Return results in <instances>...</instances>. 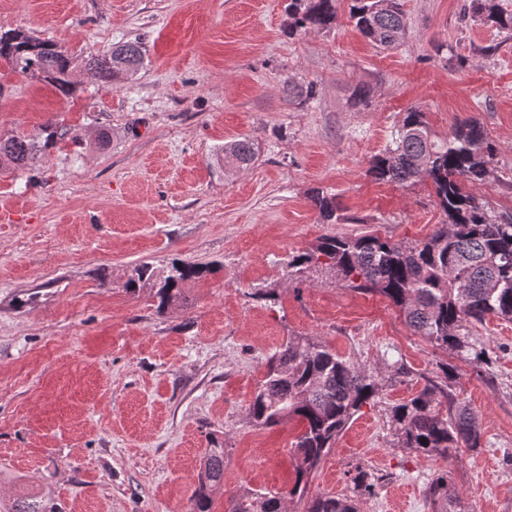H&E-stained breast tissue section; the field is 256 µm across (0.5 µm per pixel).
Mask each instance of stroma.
I'll return each mask as SVG.
<instances>
[{"mask_svg":"<svg viewBox=\"0 0 512 512\" xmlns=\"http://www.w3.org/2000/svg\"><path fill=\"white\" fill-rule=\"evenodd\" d=\"M286 5L0 0L1 29L67 48L76 88L65 98L0 63V136L54 122L74 135L36 173L0 169V504L24 489L57 512H188L217 443L225 491L213 512L228 491H287L300 427L255 426L248 406L266 357L299 335L382 377L309 494L353 496L360 467L376 480L361 512H436L427 489L440 475L470 512H512V322L470 326L491 358L479 369L415 334L384 296L289 265L327 234L414 241L442 223L430 182L368 173L411 108L438 140L480 121L494 155L475 192L512 214V32L477 21L473 0H403L406 36L384 50L354 28L350 0L332 28L293 36ZM135 38L144 67L98 86L89 57ZM290 80L316 83L317 99L289 101ZM243 136L257 149L245 169L223 154ZM319 191L335 197L337 221H322ZM175 261L205 269L185 283L184 305L161 313L149 293L124 291L132 266ZM397 362L410 377H392ZM444 364L482 446L428 459L396 446L389 409L443 382Z\"/></svg>","mask_w":512,"mask_h":512,"instance_id":"obj_1","label":"stroma"}]
</instances>
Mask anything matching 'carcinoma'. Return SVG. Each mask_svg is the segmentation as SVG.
<instances>
[{
    "label": "carcinoma",
    "instance_id": "cac0c4a2",
    "mask_svg": "<svg viewBox=\"0 0 512 512\" xmlns=\"http://www.w3.org/2000/svg\"><path fill=\"white\" fill-rule=\"evenodd\" d=\"M339 0H289L288 35L330 29L336 24ZM349 15L358 31L374 45L396 46L406 31L401 0H350ZM475 13L501 30L512 31V13L496 0H480ZM12 73L44 81L69 97L71 59L52 40L34 39L20 31L0 34V62ZM143 62V47L126 41L87 60L88 69L103 86L116 84ZM288 97L303 104L318 96L314 82L286 83ZM39 142L25 135L0 137V168L36 170L43 148L66 137L69 130L45 126ZM494 148L475 118L461 122L438 142L431 137L425 113L404 112L401 124L384 151L368 169L371 177L401 185L431 182L436 204L446 220L426 238L395 241L377 233L354 237L327 235L315 249L292 257L290 266L301 273L324 266L336 273L343 287L358 293L385 296L398 308L414 333L471 363L486 360L472 343L468 326L489 317L512 321V215L491 214L478 196L466 190L490 175ZM224 156L241 167L255 158L247 138L224 146ZM320 215L336 218L335 198L320 191L313 196ZM207 269L172 263L163 276L148 263L134 266L124 285L136 295L150 290L156 309L185 303L182 285ZM382 378L359 363L332 352L318 339L288 337L267 359L266 371L249 405V419L271 428L290 420L302 425L290 451L296 461L291 489L280 492H232L225 512H289L294 498L306 500L305 512H359L356 500L329 493H308L309 477L362 407L379 395ZM397 446L430 458H447L460 446L481 447L478 417L455 401L448 386L426 384L410 398L389 409ZM224 487V447L205 450L189 512H212L214 495ZM428 496L438 512H460L459 495L441 475L430 483ZM8 512H48L43 501L20 496Z\"/></svg>",
    "mask_w": 512,
    "mask_h": 512
}]
</instances>
